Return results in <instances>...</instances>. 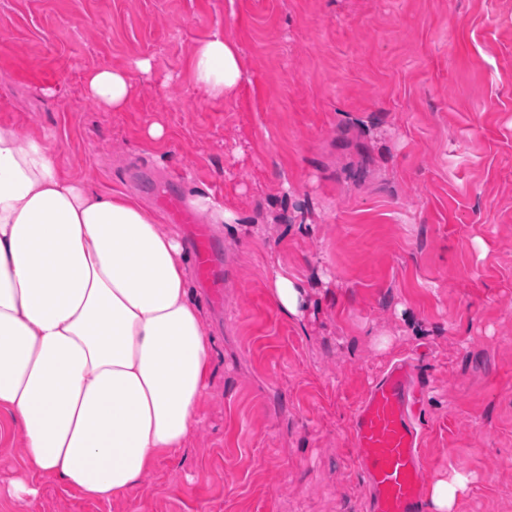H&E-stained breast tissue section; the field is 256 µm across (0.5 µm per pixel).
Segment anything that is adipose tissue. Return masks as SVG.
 Instances as JSON below:
<instances>
[{
    "label": "adipose tissue",
    "instance_id": "obj_1",
    "mask_svg": "<svg viewBox=\"0 0 512 512\" xmlns=\"http://www.w3.org/2000/svg\"><path fill=\"white\" fill-rule=\"evenodd\" d=\"M153 69L140 58L91 71L85 93L120 111L132 72ZM193 72L207 95H233L235 44L214 34ZM270 296L302 321L297 277L273 270ZM215 356L180 235L134 197L63 176L49 144L0 124V413L24 446L12 494L37 498L45 477L98 501L136 494L188 442Z\"/></svg>",
    "mask_w": 512,
    "mask_h": 512
}]
</instances>
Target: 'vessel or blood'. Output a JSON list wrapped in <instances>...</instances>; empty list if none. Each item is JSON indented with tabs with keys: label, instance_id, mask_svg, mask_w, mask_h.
Segmentation results:
<instances>
[{
	"label": "vessel or blood",
	"instance_id": "vessel-or-blood-1",
	"mask_svg": "<svg viewBox=\"0 0 512 512\" xmlns=\"http://www.w3.org/2000/svg\"><path fill=\"white\" fill-rule=\"evenodd\" d=\"M214 244L205 228L195 233L197 272L210 278ZM411 373L391 367L372 387L353 418L355 453L366 474L369 512H422V434L411 415Z\"/></svg>",
	"mask_w": 512,
	"mask_h": 512
}]
</instances>
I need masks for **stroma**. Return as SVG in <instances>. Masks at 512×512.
I'll use <instances>...</instances> for the list:
<instances>
[{
	"mask_svg": "<svg viewBox=\"0 0 512 512\" xmlns=\"http://www.w3.org/2000/svg\"><path fill=\"white\" fill-rule=\"evenodd\" d=\"M216 33L243 62L232 97L193 78ZM142 57L122 111L86 96L89 71ZM0 122L182 239L164 193L233 215L193 212L218 354L186 447L136 496L48 480L32 511L4 494L21 441L0 443V512H365L352 420L398 361L422 485L457 472V512H512V0H0ZM276 267L306 284L304 323L273 306ZM194 240L197 272L203 279H209L214 274L213 241L204 227L197 228Z\"/></svg>",
	"mask_w": 512,
	"mask_h": 512,
	"instance_id": "35a3bbf8",
	"label": "stroma"
}]
</instances>
